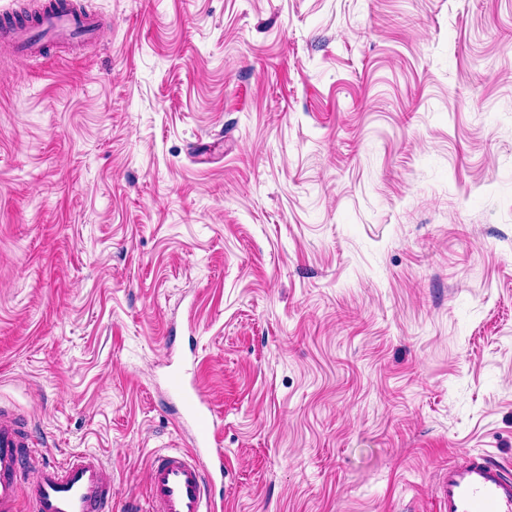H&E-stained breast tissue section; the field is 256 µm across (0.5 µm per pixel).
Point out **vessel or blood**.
I'll return each mask as SVG.
<instances>
[{"label": "vessel or blood", "instance_id": "1", "mask_svg": "<svg viewBox=\"0 0 512 512\" xmlns=\"http://www.w3.org/2000/svg\"><path fill=\"white\" fill-rule=\"evenodd\" d=\"M100 20L73 0H48L33 20L0 17V48L22 61L57 46L78 47L98 35ZM166 392L180 410L190 445L152 456L147 507L135 512H218L224 453L197 358L172 368ZM112 476L95 453L55 461L38 453L27 425L0 410V512H110ZM437 512H512V466L487 453L454 459L442 479Z\"/></svg>", "mask_w": 512, "mask_h": 512}]
</instances>
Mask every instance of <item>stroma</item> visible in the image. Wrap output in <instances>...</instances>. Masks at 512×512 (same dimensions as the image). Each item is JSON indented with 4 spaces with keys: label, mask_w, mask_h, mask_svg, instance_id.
Returning a JSON list of instances; mask_svg holds the SVG:
<instances>
[{
    "label": "stroma",
    "mask_w": 512,
    "mask_h": 512,
    "mask_svg": "<svg viewBox=\"0 0 512 512\" xmlns=\"http://www.w3.org/2000/svg\"><path fill=\"white\" fill-rule=\"evenodd\" d=\"M86 4L84 54L0 57V408L128 512L192 337L223 512L512 464V0Z\"/></svg>",
    "instance_id": "stroma-1"
}]
</instances>
